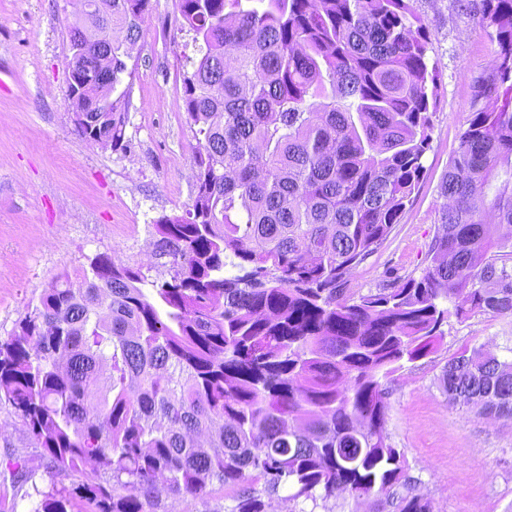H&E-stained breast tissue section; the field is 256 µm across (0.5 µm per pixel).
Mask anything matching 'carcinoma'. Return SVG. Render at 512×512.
Wrapping results in <instances>:
<instances>
[{
  "label": "carcinoma",
  "mask_w": 512,
  "mask_h": 512,
  "mask_svg": "<svg viewBox=\"0 0 512 512\" xmlns=\"http://www.w3.org/2000/svg\"><path fill=\"white\" fill-rule=\"evenodd\" d=\"M150 0H112V73L68 25L71 98L92 146L122 147L134 43ZM199 57L183 75L196 127V192L156 222L169 278L106 253L58 276L5 340L0 402L47 472L31 512H157L213 483L227 512L318 507L435 512L386 432L384 380L432 352L448 318L512 317V0H479L495 48L442 180L440 228L419 277L357 298L341 282L398 223L424 175L439 75L413 0H178ZM462 349L442 369L448 401L512 419V346Z\"/></svg>",
  "instance_id": "carcinoma-1"
}]
</instances>
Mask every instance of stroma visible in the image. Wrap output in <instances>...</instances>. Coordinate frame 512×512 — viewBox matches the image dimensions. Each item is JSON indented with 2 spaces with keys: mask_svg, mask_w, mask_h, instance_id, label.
<instances>
[{
  "mask_svg": "<svg viewBox=\"0 0 512 512\" xmlns=\"http://www.w3.org/2000/svg\"><path fill=\"white\" fill-rule=\"evenodd\" d=\"M427 29L428 56L440 75L425 174L390 235L346 276V293H379L420 275L441 224L440 184L467 127L477 80L493 45L455 0H414ZM75 0H0V339L61 273L78 274L108 253L148 278L168 275L155 254V224L182 216L195 195L194 130L182 101L184 70L197 48L181 32L177 0H151L128 61L134 70L124 146L87 144L66 95L67 25ZM435 349L386 382V430L404 451L418 493L436 512H512V419L481 418L450 403L439 387L445 363L462 348L501 353L512 318L449 319ZM36 469L40 491L70 486L50 479L12 408L0 404V512H30L35 497L11 487L16 465Z\"/></svg>",
  "mask_w": 512,
  "mask_h": 512,
  "instance_id": "obj_1",
  "label": "stroma"
}]
</instances>
